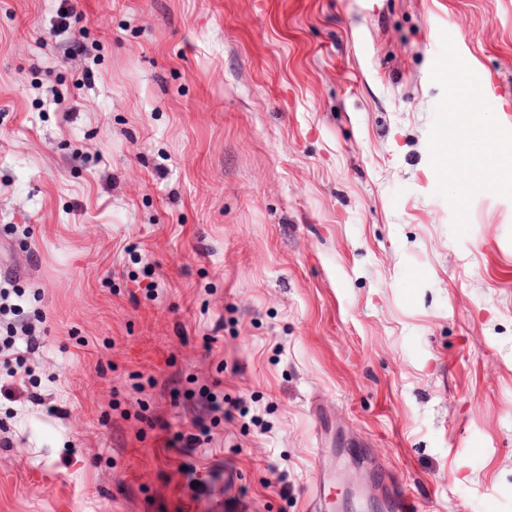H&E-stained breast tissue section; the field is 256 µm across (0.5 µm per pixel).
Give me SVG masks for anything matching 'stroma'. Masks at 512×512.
<instances>
[{
  "instance_id": "stroma-1",
  "label": "stroma",
  "mask_w": 512,
  "mask_h": 512,
  "mask_svg": "<svg viewBox=\"0 0 512 512\" xmlns=\"http://www.w3.org/2000/svg\"><path fill=\"white\" fill-rule=\"evenodd\" d=\"M453 59L512 154V0H0V512H512V188L437 173Z\"/></svg>"
}]
</instances>
